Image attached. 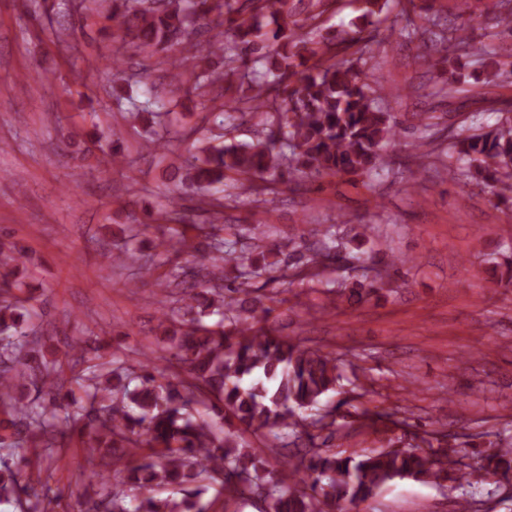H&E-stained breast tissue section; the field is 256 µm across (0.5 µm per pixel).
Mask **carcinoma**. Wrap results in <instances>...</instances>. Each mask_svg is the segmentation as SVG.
<instances>
[{"label":"carcinoma","mask_w":512,"mask_h":512,"mask_svg":"<svg viewBox=\"0 0 512 512\" xmlns=\"http://www.w3.org/2000/svg\"><path fill=\"white\" fill-rule=\"evenodd\" d=\"M331 0H103L107 18L118 20L145 58L167 51L172 36L204 25L213 32L207 48L188 42L171 62L173 80L193 82L205 96L219 83L229 103L224 120L259 118L268 127L256 144L226 142L197 148L175 171L204 192L197 209L209 214L211 231L198 246L186 237L189 226L183 196L172 195L167 208L145 214L157 225L158 245L176 253L203 250L208 263L175 265L167 286L174 307H165L159 328L167 346L160 358L181 372L170 375L147 365L130 372L106 359L95 337L67 344L61 352L50 344L36 320L41 313L19 296L22 283L13 263L22 252L0 253V448H62L73 436L93 469L88 481L99 484L103 512H206L202 482L231 497L264 500L267 512H336L355 510L388 482L411 477L440 482L458 464V450L444 446L439 430L424 432L410 449L395 442L376 452L344 456L315 440L335 436L343 426L319 414L330 392L343 393L344 379L336 355L302 345L267 326L270 308L253 295L252 280L281 269L278 253L260 245L264 231L246 228L254 244L241 245L214 232L231 207L233 187L253 195H271L278 184L313 182L326 176L365 175L397 166L412 181L419 179L424 159L434 158L448 170L461 191L472 184L487 187L499 203L512 202V120L488 130L458 137L449 149L423 151L413 142L405 158L381 153L402 122L379 106L384 80L369 66L372 46L397 34L414 45L415 58L448 64L433 81L429 95L454 97L457 64L474 53L486 56L489 75L501 77L498 57L511 55L503 45L485 44L473 24V0H455L460 23L450 25L431 14L436 0H409L401 18L389 20L388 0H360V14L340 32L317 20ZM492 27L512 35V0H496ZM145 101L126 118L160 117L167 100L153 84L145 85ZM371 238V226L346 239L335 225L321 231L303 255L306 274L337 260L359 259ZM376 273L342 291L347 301L366 302L392 284L401 256L379 251L370 256ZM219 317L217 328L204 318ZM89 363L85 373L65 376L64 361ZM76 385L86 394L84 405L65 411L61 391ZM360 426L397 424L393 414L354 407ZM265 440L267 450L282 456L270 465L264 451L247 445L242 434ZM307 447L288 454L299 441ZM111 457L123 464L132 496L112 492L101 478L96 460ZM31 458L25 454L0 461V503L27 512H52L45 495L32 492L23 476ZM487 468L506 477L512 473V448L487 456ZM163 488L165 497L155 494Z\"/></svg>","instance_id":"obj_1"}]
</instances>
